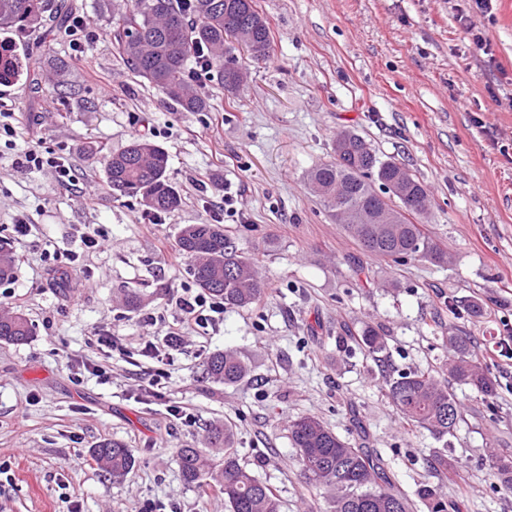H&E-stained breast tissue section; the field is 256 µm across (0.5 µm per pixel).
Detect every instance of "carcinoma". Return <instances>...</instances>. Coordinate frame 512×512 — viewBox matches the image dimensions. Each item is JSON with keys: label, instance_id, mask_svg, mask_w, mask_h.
I'll return each instance as SVG.
<instances>
[{"label": "carcinoma", "instance_id": "obj_1", "mask_svg": "<svg viewBox=\"0 0 512 512\" xmlns=\"http://www.w3.org/2000/svg\"><path fill=\"white\" fill-rule=\"evenodd\" d=\"M112 44L132 71L185 112H207L206 97L192 87L191 68L200 60L216 69L225 90H235L243 79L236 45L248 43L256 63L271 53L269 23L254 0H128L125 10L112 13ZM72 23L66 0H0V30L38 34L53 40ZM18 50L0 40V85L18 78ZM408 169L381 157L362 136L342 131L332 144L330 160L316 165L308 180L328 215L370 256L395 264L425 259L448 262V252L425 236L415 216L425 212L428 191L409 173L405 193L392 190L399 172ZM106 181L113 192L139 200L144 211L160 217L182 205L180 192L168 175V155L150 138H135L108 157ZM386 210L390 224L372 223L373 212ZM176 250L189 261L198 288L228 306L246 308L261 302L267 281L242 256L222 224H186L176 239ZM16 258L10 244L0 241V282L13 277ZM33 333L29 320L17 314L0 315V341L21 343ZM451 356L443 366L444 382L433 371L388 373L384 391L400 417L447 441L463 420L462 404L453 385H465L487 402L496 396V381L472 349L470 337H443ZM362 349L375 356L386 350L385 336L365 325L358 336ZM245 361L226 350L207 358L208 378L227 385L247 375ZM289 433L300 464V477L309 491L327 501V512H448V501L437 490L421 484L410 497L391 479L383 459L371 448L340 438L318 418L302 415L289 423ZM209 451L178 450L184 484L224 499L225 512H281L282 504L269 485L240 462L232 423H213L207 429ZM94 457L112 479L121 480L134 465L133 450L103 440ZM496 485L512 492V450L491 454Z\"/></svg>", "mask_w": 512, "mask_h": 512}]
</instances>
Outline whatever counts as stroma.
I'll list each match as a JSON object with an SVG mask.
<instances>
[{
    "instance_id": "obj_1",
    "label": "stroma",
    "mask_w": 512,
    "mask_h": 512,
    "mask_svg": "<svg viewBox=\"0 0 512 512\" xmlns=\"http://www.w3.org/2000/svg\"><path fill=\"white\" fill-rule=\"evenodd\" d=\"M70 2L85 33L68 28L41 47L38 86H0V106L16 114L14 144L0 140V230L20 218L31 226L13 246L27 259L0 283V309L35 328L24 343L0 342V467L9 475L0 512H224L223 498L184 485L177 462L178 449L204 447L213 420L234 425L240 458L282 512H326L298 475L288 421L300 414L378 450L405 490L427 482L457 512H512L488 456L512 448V358L500 343L512 333V0L473 17L492 65L456 18L460 0H255L272 57L243 62L232 94L204 78L206 112L180 111L132 72L107 35L111 8ZM137 125L167 152L183 198L160 224L106 185L107 155ZM345 129L427 186L419 222L450 263L376 260L327 216L307 174ZM35 142L65 151L74 186L13 167L14 147ZM228 193L244 219L224 218V229L257 258L269 293L225 307L216 329L185 335L167 388L150 396L144 387L161 365L141 356L142 342L165 336L172 297L193 285L167 250L183 225L211 221ZM88 227L103 228L106 241L79 271L59 269L45 245L78 244ZM127 289L143 294L139 311L125 307ZM473 303L480 316L468 315ZM150 313L155 323L145 322ZM367 322L382 329L397 371L439 369L453 331L495 375L492 408L457 392L465 420L448 439L447 473L428 471L437 440L405 424L376 363L356 348L352 335ZM98 330L125 353L101 351ZM224 350L249 366L237 384L204 374L207 357ZM170 406L189 408L194 423L170 418ZM105 439L134 450L122 480L92 458Z\"/></svg>"
}]
</instances>
